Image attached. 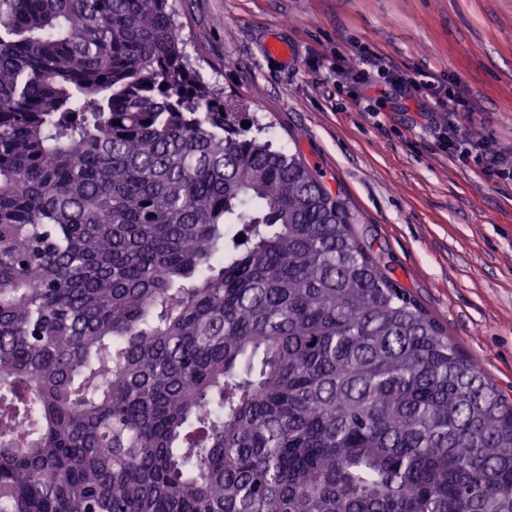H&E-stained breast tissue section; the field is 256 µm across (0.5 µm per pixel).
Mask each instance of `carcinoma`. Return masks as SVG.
Returning <instances> with one entry per match:
<instances>
[{"instance_id": "carcinoma-1", "label": "carcinoma", "mask_w": 512, "mask_h": 512, "mask_svg": "<svg viewBox=\"0 0 512 512\" xmlns=\"http://www.w3.org/2000/svg\"><path fill=\"white\" fill-rule=\"evenodd\" d=\"M181 28L0 0V512H512V402Z\"/></svg>"}]
</instances>
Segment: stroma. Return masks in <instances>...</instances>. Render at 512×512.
Instances as JSON below:
<instances>
[{
  "instance_id": "obj_1",
  "label": "stroma",
  "mask_w": 512,
  "mask_h": 512,
  "mask_svg": "<svg viewBox=\"0 0 512 512\" xmlns=\"http://www.w3.org/2000/svg\"><path fill=\"white\" fill-rule=\"evenodd\" d=\"M187 51L245 120L299 154L353 219L352 231L512 398V180L456 161L441 112L406 104L370 72L459 84L469 121L512 157V0H173ZM298 54L272 64V33Z\"/></svg>"
}]
</instances>
